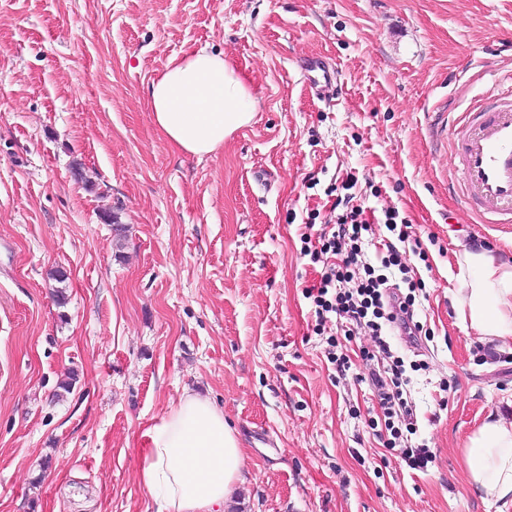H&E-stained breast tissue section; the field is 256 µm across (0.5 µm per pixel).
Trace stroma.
Masks as SVG:
<instances>
[{
  "label": "stroma",
  "mask_w": 512,
  "mask_h": 512,
  "mask_svg": "<svg viewBox=\"0 0 512 512\" xmlns=\"http://www.w3.org/2000/svg\"><path fill=\"white\" fill-rule=\"evenodd\" d=\"M201 49L256 112L199 158L159 133L148 88ZM311 55L336 69L329 99L300 78ZM510 71L512 0H0V512H158L140 432L188 392L249 450L227 512H497L464 448L512 399V352L462 323L459 263L511 262L512 233L458 195L444 116ZM347 193L424 250L426 334L392 339L424 472L371 421L370 338L306 296L324 267L304 242Z\"/></svg>",
  "instance_id": "35a3bbf8"
}]
</instances>
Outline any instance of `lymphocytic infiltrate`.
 Segmentation results:
<instances>
[{
  "instance_id": "lymphocytic-infiltrate-1",
  "label": "lymphocytic infiltrate",
  "mask_w": 512,
  "mask_h": 512,
  "mask_svg": "<svg viewBox=\"0 0 512 512\" xmlns=\"http://www.w3.org/2000/svg\"><path fill=\"white\" fill-rule=\"evenodd\" d=\"M384 216L392 236L385 239V251L376 266L369 259L366 233L371 225L362 210H351L339 218L334 231L321 232L310 256L313 262H324L325 271L318 285L306 294L316 306L318 322L332 314L344 320L349 335L365 333L373 339L371 357L378 368L370 373L372 409L383 416L390 432L387 448L398 449L401 460L420 471L432 463L433 455L424 446L403 442L405 431L413 427L412 408L404 395L408 378L404 360L395 355L389 342L390 337L403 336L414 344L423 331L414 309L416 284L407 275L399 248L411 233L408 223L399 222L398 211H385Z\"/></svg>"
}]
</instances>
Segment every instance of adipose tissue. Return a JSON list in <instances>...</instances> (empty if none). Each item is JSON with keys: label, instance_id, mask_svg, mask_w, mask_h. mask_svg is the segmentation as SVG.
Here are the masks:
<instances>
[{"label": "adipose tissue", "instance_id": "1", "mask_svg": "<svg viewBox=\"0 0 512 512\" xmlns=\"http://www.w3.org/2000/svg\"><path fill=\"white\" fill-rule=\"evenodd\" d=\"M149 101L160 133L198 157L221 148L255 112L245 76L203 50L172 58ZM459 291L462 320L480 339L512 351V263L486 249L466 252ZM141 439V482L159 512H223L243 479L246 453L208 397L184 394ZM465 469L481 498L512 505V411L489 414L470 436Z\"/></svg>", "mask_w": 512, "mask_h": 512}]
</instances>
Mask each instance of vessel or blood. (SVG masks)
<instances>
[{"label":"vessel or blood","mask_w":512,"mask_h":512,"mask_svg":"<svg viewBox=\"0 0 512 512\" xmlns=\"http://www.w3.org/2000/svg\"><path fill=\"white\" fill-rule=\"evenodd\" d=\"M305 79L317 95L336 83V72L322 59L311 58ZM456 141L458 191L480 221L512 232V76L499 84L479 111L461 112Z\"/></svg>","instance_id":"1"}]
</instances>
